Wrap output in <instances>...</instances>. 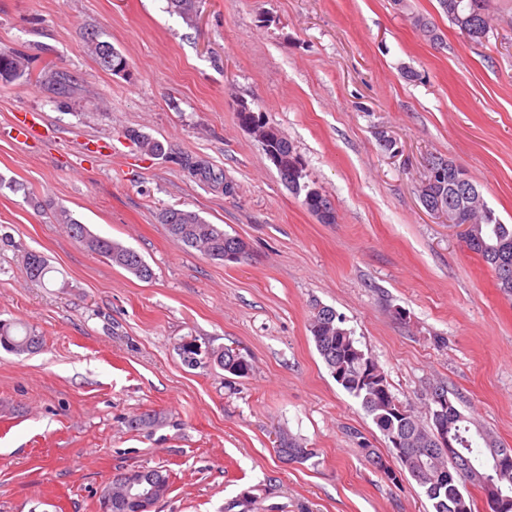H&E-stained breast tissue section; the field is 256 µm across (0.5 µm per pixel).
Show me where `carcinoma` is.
<instances>
[{"mask_svg": "<svg viewBox=\"0 0 512 512\" xmlns=\"http://www.w3.org/2000/svg\"><path fill=\"white\" fill-rule=\"evenodd\" d=\"M489 0H438L448 20L459 29H467L471 40L480 42L490 29ZM459 9H454L455 4ZM172 13L192 23L197 18L199 0H168ZM415 26L431 43H442L438 28L424 17H415ZM92 53L102 68L119 72L127 62L112 46L104 41H91ZM29 76L28 63L24 56L13 51L0 49V79L6 82L16 81ZM38 79L66 91L70 88L67 75L47 66L38 75ZM131 137L140 149L155 157L166 155L164 145L145 133L133 130ZM264 137L269 146L281 158L278 173L284 185L294 194L303 196V207L314 214L323 224L336 222L335 210L322 188L305 181L307 172L301 157L292 143L276 127L266 124ZM437 168L442 176L428 185V196L448 199L459 208L460 220L456 226L467 225L460 236L467 248L479 255L494 273L498 288L507 296L512 295V224H504L490 208L484 197L470 201L454 191L457 179L467 173L454 161L438 158ZM56 219L68 226L72 239L88 252L107 260L135 276L141 281H150L154 272L149 264L134 249L110 237L92 232L86 225L75 219L72 214L61 209ZM160 223L174 240L195 249L205 257L224 261V226L211 224L199 215L183 209L168 208L160 213ZM27 276L36 282H43L51 272L46 258L38 252H27L24 256ZM309 331L317 352L330 371L342 369L341 387L358 399L363 409L372 419L385 438L394 433L404 436L408 448H429L433 445L431 424L424 423L409 407L404 406V414L391 412L390 405L399 402L390 391L380 392L361 384L363 361L370 358L366 352L359 358H347L336 346L339 336L353 339V332L344 326V319L330 306L315 305L309 322ZM41 346L40 337L26 325L19 322L0 319V347L17 356L32 354ZM232 348L212 349L213 364L228 374L243 378L252 370L251 363L243 353H238L240 362L231 364ZM449 411L454 415V426L458 434L459 448L469 452L475 448H496L498 444L490 432L475 433L473 422L465 417L454 401H449ZM284 447L295 452L297 462L305 463L315 456L314 449L304 446L303 441L291 434L285 435ZM466 484L457 475L443 482L434 493H426L431 502L432 512H472L471 503L463 489Z\"/></svg>", "mask_w": 512, "mask_h": 512, "instance_id": "cac0c4a2", "label": "carcinoma"}]
</instances>
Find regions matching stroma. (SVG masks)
<instances>
[{
  "label": "stroma",
  "mask_w": 512,
  "mask_h": 512,
  "mask_svg": "<svg viewBox=\"0 0 512 512\" xmlns=\"http://www.w3.org/2000/svg\"><path fill=\"white\" fill-rule=\"evenodd\" d=\"M489 10L475 42L438 0H201L192 25L167 0H0V49L32 75L0 81V175L24 185L0 189V237L13 241L0 245V318L43 338L31 355L0 349V512H99L108 480L142 467L170 474L154 512H430L410 477L390 481L360 452L365 441L393 455L319 356L317 304L401 402L421 414L447 387L512 448V296L419 196L429 163L450 159L512 224V0ZM93 38L125 71L100 67ZM47 64L73 92L36 81ZM243 104L293 143L335 223L284 185L239 124ZM17 112L35 137L13 138ZM132 130L165 156L141 154ZM169 207L223 225L247 258L173 240L158 221ZM62 208L135 249L153 280L84 250L57 223ZM28 251L48 259L44 282L27 276ZM191 338L240 349L251 373L188 368L177 346ZM149 411L159 426L129 427ZM282 430L315 457L278 458Z\"/></svg>",
  "instance_id": "1"
}]
</instances>
